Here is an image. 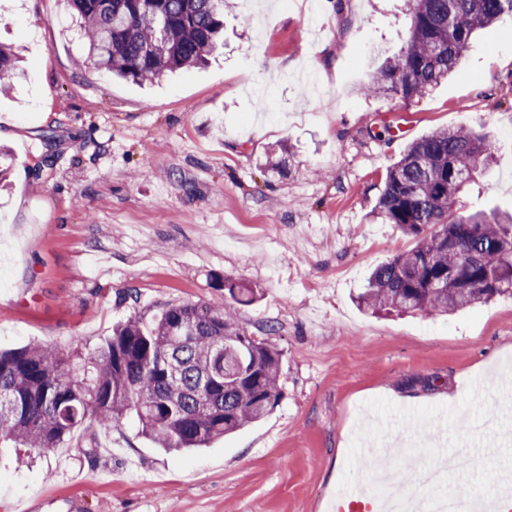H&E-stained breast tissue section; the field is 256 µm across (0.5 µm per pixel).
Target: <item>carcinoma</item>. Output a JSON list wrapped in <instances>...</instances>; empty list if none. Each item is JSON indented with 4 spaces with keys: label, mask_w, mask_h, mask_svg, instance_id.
<instances>
[{
    "label": "carcinoma",
    "mask_w": 512,
    "mask_h": 512,
    "mask_svg": "<svg viewBox=\"0 0 512 512\" xmlns=\"http://www.w3.org/2000/svg\"><path fill=\"white\" fill-rule=\"evenodd\" d=\"M91 64L147 82L214 52L224 0H68ZM512 0H411L408 38L365 95L410 102L454 72L473 34ZM0 45V89L17 78ZM490 136L472 128L412 142L388 171L373 217L417 239L371 273L358 304L371 313L445 316L512 290V211L458 212V198L493 161ZM230 301L170 306L150 324L131 316L97 350L50 345L0 351V444L47 452L87 421L131 420L162 448H206L266 417L281 401L283 353L239 325L254 290L224 279Z\"/></svg>",
    "instance_id": "obj_1"
}]
</instances>
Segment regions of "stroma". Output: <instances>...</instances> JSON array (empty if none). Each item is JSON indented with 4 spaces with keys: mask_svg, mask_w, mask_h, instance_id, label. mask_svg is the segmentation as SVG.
Returning <instances> with one entry per match:
<instances>
[{
    "mask_svg": "<svg viewBox=\"0 0 512 512\" xmlns=\"http://www.w3.org/2000/svg\"><path fill=\"white\" fill-rule=\"evenodd\" d=\"M336 1L226 0L206 64L139 84L90 64L64 0H0V43L25 72L0 91V349L91 351L129 316L223 304L231 278L258 293L241 325L275 326L284 354L279 405L194 453L130 421L85 423L22 467L0 447V512H337L365 402L455 406L471 382L498 387L512 292L438 318L370 315L354 296L416 244L371 214L412 141L488 133L493 161L459 208L512 209V18L407 103L359 92L404 46L405 0Z\"/></svg>",
    "mask_w": 512,
    "mask_h": 512,
    "instance_id": "35a3bbf8",
    "label": "stroma"
}]
</instances>
